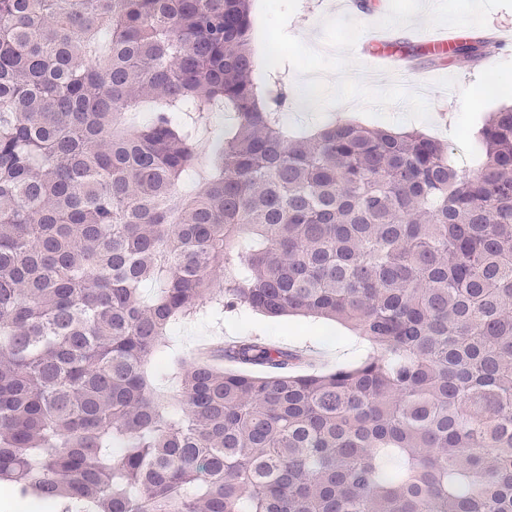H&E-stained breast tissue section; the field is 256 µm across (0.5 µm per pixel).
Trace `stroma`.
<instances>
[{
  "instance_id": "35a3bbf8",
  "label": "stroma",
  "mask_w": 512,
  "mask_h": 512,
  "mask_svg": "<svg viewBox=\"0 0 512 512\" xmlns=\"http://www.w3.org/2000/svg\"><path fill=\"white\" fill-rule=\"evenodd\" d=\"M337 2L254 0L258 50L272 42L282 49L278 63L288 71L289 126L310 131L349 112L368 127L421 130L447 143L460 168L475 167L478 129L490 112L512 102V43L498 46L488 64L448 61L419 48L414 60L419 72H436L424 83L408 73L374 76L345 48L352 41H368L381 25L396 27L404 43L414 33L462 21L489 37L512 29V0H381V10L367 17L340 14ZM243 336H258L317 359L322 370L359 361L372 352L365 339L340 323L270 318L246 308L221 322H179L171 331L172 349L189 365L200 347Z\"/></svg>"
}]
</instances>
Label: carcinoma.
I'll return each instance as SVG.
<instances>
[{"mask_svg":"<svg viewBox=\"0 0 512 512\" xmlns=\"http://www.w3.org/2000/svg\"><path fill=\"white\" fill-rule=\"evenodd\" d=\"M251 2L0 0V484L40 512H512V106L469 172L418 131L294 135ZM212 112L205 146L183 115ZM240 305L380 355L173 358L174 322Z\"/></svg>","mask_w":512,"mask_h":512,"instance_id":"cac0c4a2","label":"carcinoma"}]
</instances>
